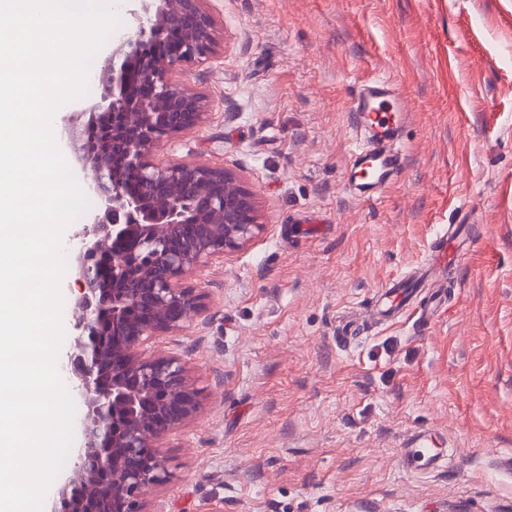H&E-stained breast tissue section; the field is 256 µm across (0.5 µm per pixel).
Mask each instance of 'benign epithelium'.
I'll return each mask as SVG.
<instances>
[{
    "label": "benign epithelium",
    "instance_id": "7a95c632",
    "mask_svg": "<svg viewBox=\"0 0 512 512\" xmlns=\"http://www.w3.org/2000/svg\"><path fill=\"white\" fill-rule=\"evenodd\" d=\"M138 2L96 61L98 111L80 130L65 119L64 146L97 208L78 249V335L63 365L83 405L80 440L49 512H147L169 436L201 410L186 362L148 345L201 313L183 280L265 229L236 171L155 160L204 115L184 78L213 53L216 21L204 0Z\"/></svg>",
    "mask_w": 512,
    "mask_h": 512
}]
</instances>
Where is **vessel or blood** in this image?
I'll use <instances>...</instances> for the list:
<instances>
[{
	"mask_svg": "<svg viewBox=\"0 0 512 512\" xmlns=\"http://www.w3.org/2000/svg\"><path fill=\"white\" fill-rule=\"evenodd\" d=\"M353 129L360 146L353 160L350 179L355 192L365 200L380 198L402 169L397 148L409 108L395 85L388 79L362 82L352 102ZM459 245L455 237L442 236L434 255L440 267L454 266ZM404 306V289L389 283L377 301V310L390 315ZM405 458L414 469L430 468L437 461L432 439L426 432L409 434L403 441Z\"/></svg>",
	"mask_w": 512,
	"mask_h": 512,
	"instance_id": "obj_1",
	"label": "vessel or blood"
}]
</instances>
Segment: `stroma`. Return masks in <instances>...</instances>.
Instances as JSON below:
<instances>
[{
  "mask_svg": "<svg viewBox=\"0 0 512 512\" xmlns=\"http://www.w3.org/2000/svg\"><path fill=\"white\" fill-rule=\"evenodd\" d=\"M207 103L161 161L240 173L265 230L186 279L201 316L154 339L192 370L200 415L167 442L150 512H512V0H206ZM409 102L401 173L351 191V98ZM471 238L448 304L421 277L449 227ZM411 310L345 339L341 312L391 281ZM440 436L435 469L401 458ZM432 439L425 431L409 434L403 440L405 458L410 468L428 469L439 460V455L431 447Z\"/></svg>",
  "mask_w": 512,
  "mask_h": 512,
  "instance_id": "35a3bbf8",
  "label": "stroma"
}]
</instances>
